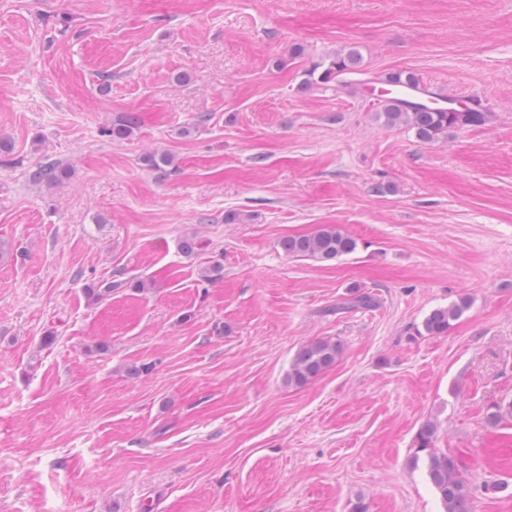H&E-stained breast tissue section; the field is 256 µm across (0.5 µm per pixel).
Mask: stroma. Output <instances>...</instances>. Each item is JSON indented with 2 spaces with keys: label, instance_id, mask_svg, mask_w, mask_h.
Returning <instances> with one entry per match:
<instances>
[{
  "label": "stroma",
  "instance_id": "35a3bbf8",
  "mask_svg": "<svg viewBox=\"0 0 512 512\" xmlns=\"http://www.w3.org/2000/svg\"><path fill=\"white\" fill-rule=\"evenodd\" d=\"M351 48L490 120L423 144L301 89ZM0 146V512H442L429 420L472 512H512L483 489L512 485V417L485 420L512 401V0H0ZM324 224L357 250L282 251ZM317 338L339 360L288 386ZM69 169L58 162L38 163L28 171L29 179L34 183L55 184L68 177ZM467 307L465 300L451 304L446 307L433 309L421 322V325L414 327L417 336H443L448 333L451 322L460 317ZM437 424L428 421L417 431L413 467L423 462L436 490L443 512H470L471 490L461 473V465L452 453H439L433 448Z\"/></svg>",
  "mask_w": 512,
  "mask_h": 512
}]
</instances>
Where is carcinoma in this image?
<instances>
[{
	"label": "carcinoma",
	"instance_id": "obj_1",
	"mask_svg": "<svg viewBox=\"0 0 512 512\" xmlns=\"http://www.w3.org/2000/svg\"><path fill=\"white\" fill-rule=\"evenodd\" d=\"M361 54L350 49L343 53L315 63L304 72L302 86L334 83L340 87L358 89L363 81L354 79L359 74ZM380 81H398L423 93L428 89L421 85L418 76L409 71L393 72L380 78ZM465 108L453 107L448 110H431L416 102L395 98L385 100L379 107V116L387 127H406L414 131L416 139L423 144L438 141L448 133V129L466 126H482L490 118V113L474 106V100H461ZM145 164L166 175V168L172 159L165 153L148 155ZM69 169L58 162L39 163L28 171L34 183L55 184L68 177ZM283 252L292 258H305L317 262L335 261L352 254L358 247L355 238L335 224H325L316 231L299 236H290L280 242ZM113 284H92L87 286L88 298L96 303L112 295ZM467 307L466 301L433 309L414 327L417 336H443L448 333L451 322L458 319ZM343 350L340 342L317 339L302 346L294 355L286 383L290 387H302L334 366ZM437 424L428 421L417 431L415 452L411 457L413 466L424 463L432 486L436 490L443 512H470L471 490L461 473V465L452 453H439L433 448Z\"/></svg>",
	"mask_w": 512,
	"mask_h": 512
}]
</instances>
